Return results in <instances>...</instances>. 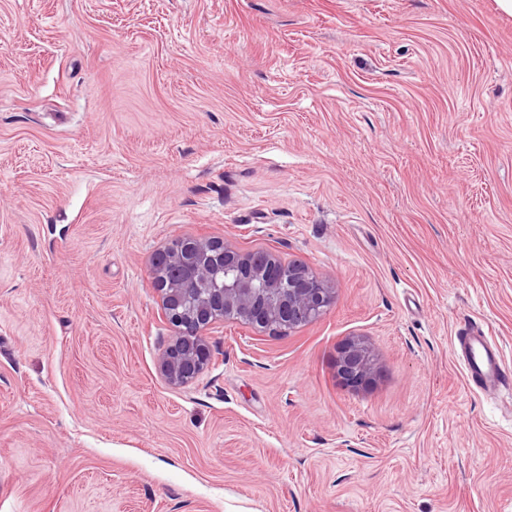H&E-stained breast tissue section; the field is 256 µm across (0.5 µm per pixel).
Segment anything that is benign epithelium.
<instances>
[{
    "mask_svg": "<svg viewBox=\"0 0 512 512\" xmlns=\"http://www.w3.org/2000/svg\"><path fill=\"white\" fill-rule=\"evenodd\" d=\"M151 278L176 336L160 353L158 367L172 385L186 384L212 364L206 330L226 319L257 331L292 330L318 318L332 303L326 280L300 261H284L267 248L241 251L218 237H181L158 251ZM374 358L352 340L338 360L351 387L372 375Z\"/></svg>",
    "mask_w": 512,
    "mask_h": 512,
    "instance_id": "obj_1",
    "label": "benign epithelium"
}]
</instances>
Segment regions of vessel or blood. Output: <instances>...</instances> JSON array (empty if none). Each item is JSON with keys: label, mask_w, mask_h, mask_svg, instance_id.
Here are the masks:
<instances>
[{"label": "vessel or blood", "mask_w": 512, "mask_h": 512, "mask_svg": "<svg viewBox=\"0 0 512 512\" xmlns=\"http://www.w3.org/2000/svg\"><path fill=\"white\" fill-rule=\"evenodd\" d=\"M454 345L459 352L470 389L487 392L512 387V366L506 365L500 349L483 328L460 329Z\"/></svg>", "instance_id": "1"}]
</instances>
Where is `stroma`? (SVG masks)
Here are the masks:
<instances>
[{
    "label": "stroma",
    "mask_w": 512,
    "mask_h": 512,
    "mask_svg": "<svg viewBox=\"0 0 512 512\" xmlns=\"http://www.w3.org/2000/svg\"><path fill=\"white\" fill-rule=\"evenodd\" d=\"M182 236L328 280L168 384ZM512 16L495 0H0V512H512ZM362 338L372 380L345 385ZM468 386L474 391L487 392L512 386V367L503 361L500 349L482 327L465 326L454 336ZM374 358L369 347L360 339L350 341L338 360V373L351 387L362 386L372 375Z\"/></svg>",
    "instance_id": "35a3bbf8"
}]
</instances>
